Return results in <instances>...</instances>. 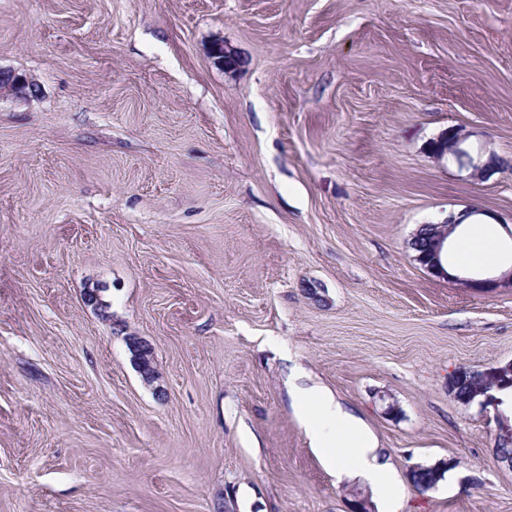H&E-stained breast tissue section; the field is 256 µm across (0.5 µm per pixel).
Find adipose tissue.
Listing matches in <instances>:
<instances>
[{
  "label": "adipose tissue",
  "mask_w": 512,
  "mask_h": 512,
  "mask_svg": "<svg viewBox=\"0 0 512 512\" xmlns=\"http://www.w3.org/2000/svg\"><path fill=\"white\" fill-rule=\"evenodd\" d=\"M454 257L466 263L493 262L496 244L492 229L485 224L471 225L469 233L459 238ZM294 402L312 447L337 479L365 477L382 512H398L395 474L379 459L377 441L361 421L317 387L298 390Z\"/></svg>",
  "instance_id": "ef3b65f1"
}]
</instances>
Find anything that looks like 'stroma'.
<instances>
[{"label": "stroma", "mask_w": 512, "mask_h": 512, "mask_svg": "<svg viewBox=\"0 0 512 512\" xmlns=\"http://www.w3.org/2000/svg\"><path fill=\"white\" fill-rule=\"evenodd\" d=\"M0 69V512H349L311 385L400 512H512L493 413L448 394L512 360V288L408 245L512 225V0H0ZM451 127L484 175L432 157ZM480 210L465 211L455 214H449L448 219L442 223L425 224L427 226L428 245L427 253L420 252L427 249L426 237H419L417 242L419 248L416 259L431 274L439 278H453L461 281V283L471 291L479 294H492L498 288L506 286L512 288V266L509 272L501 274L499 277L480 278V277H459L448 272V248L451 244V236L456 230L463 225V222L473 214H483ZM294 402L312 448L336 472L337 479L365 477L380 512H399L394 471L379 459L377 441L361 421L321 388L299 389Z\"/></svg>", "instance_id": "1"}]
</instances>
